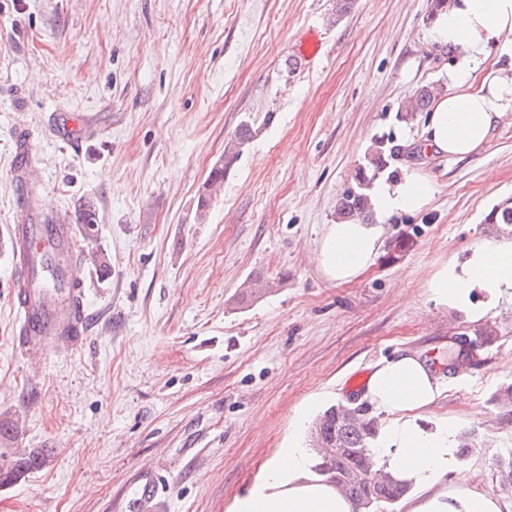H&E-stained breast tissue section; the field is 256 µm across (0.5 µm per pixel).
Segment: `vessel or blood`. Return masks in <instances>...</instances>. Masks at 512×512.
I'll use <instances>...</instances> for the list:
<instances>
[{
	"label": "vessel or blood",
	"instance_id": "b4317fda",
	"mask_svg": "<svg viewBox=\"0 0 512 512\" xmlns=\"http://www.w3.org/2000/svg\"><path fill=\"white\" fill-rule=\"evenodd\" d=\"M8 230L13 267L21 272L13 291L21 325L14 339L16 349L29 353L40 349L48 338L69 347L80 345L87 315L84 292L76 286L78 265L60 267L53 278L45 276L39 266L30 273L23 269L26 261L38 258L48 246L59 253L76 254L79 246L71 224L64 218L53 224L20 221Z\"/></svg>",
	"mask_w": 512,
	"mask_h": 512
}]
</instances>
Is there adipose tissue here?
I'll list each match as a JSON object with an SVG mask.
<instances>
[{
    "label": "adipose tissue",
    "mask_w": 512,
    "mask_h": 512,
    "mask_svg": "<svg viewBox=\"0 0 512 512\" xmlns=\"http://www.w3.org/2000/svg\"><path fill=\"white\" fill-rule=\"evenodd\" d=\"M432 38L456 49L458 58L447 92L429 114L423 148L465 160L490 144L497 125L512 112V77L491 72L481 83L473 81L488 51L512 58V0H453L436 18ZM433 192L432 183L414 172L376 182L375 214L420 211ZM379 247L378 225L339 221L327 225L318 241V266L327 280L345 283L373 263ZM425 287L436 305L474 323L483 320L502 298L512 299V238L478 244L464 258L448 260ZM443 391L419 355L401 351L381 360L364 391L380 418L374 459L415 489L405 512H503L497 497L445 481L463 467L456 423L445 417L422 423ZM294 427L287 447L267 463L253 489L236 499L233 512H353L351 501L318 474V459L301 438L302 421Z\"/></svg>",
    "instance_id": "1"
}]
</instances>
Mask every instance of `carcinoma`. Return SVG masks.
<instances>
[{
    "label": "carcinoma",
    "mask_w": 512,
    "mask_h": 512,
    "mask_svg": "<svg viewBox=\"0 0 512 512\" xmlns=\"http://www.w3.org/2000/svg\"><path fill=\"white\" fill-rule=\"evenodd\" d=\"M439 88L433 84L418 88L411 96L407 108L397 113L400 122H408L418 112H428ZM258 129L243 123L234 138L224 145V155L219 157L209 172L205 192L197 200V220L205 219L212 190L224 183V177L238 161L243 145L252 140ZM404 152L392 135L374 139L363 164L354 174V184L342 193L336 204V214L341 220L367 222L373 219V210L368 190L374 180L388 170ZM77 221L82 226L83 240L92 245L98 238L95 207L91 201H82L77 210ZM486 224H512V201L506 199L492 207L484 218ZM378 430V420L369 410L356 414L340 403L324 410L313 425L312 448L319 457V473L330 483L345 492L358 510L384 512L392 508L409 492V487L396 480L389 472L377 468L373 462L372 444ZM44 456L30 454L19 460L16 466L0 470V481L5 483L17 476L42 467ZM377 477L376 489L365 482V475Z\"/></svg>",
    "instance_id": "cac0c4a2"
}]
</instances>
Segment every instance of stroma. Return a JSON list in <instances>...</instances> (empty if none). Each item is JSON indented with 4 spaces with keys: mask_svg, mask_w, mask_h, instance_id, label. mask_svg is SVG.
Masks as SVG:
<instances>
[{
    "mask_svg": "<svg viewBox=\"0 0 512 512\" xmlns=\"http://www.w3.org/2000/svg\"><path fill=\"white\" fill-rule=\"evenodd\" d=\"M430 0H0V467L45 464L0 484V512H230L283 448L307 405L359 397L356 373L407 350L445 391L434 406L478 451L448 482L499 497L496 463L512 454V302L490 338L429 300L425 281L453 255L512 237L485 223L512 198V115L490 145L456 161L425 156L435 192L382 223L374 263L348 283L322 274L315 248L336 220L374 136L420 143L427 113L399 124L420 86L453 66L430 39ZM321 46L304 61L299 45ZM66 115L89 135L55 139ZM242 151L205 220L199 194L243 123ZM26 130L29 188L16 180ZM96 204L106 264H85L87 334L15 350L7 227L24 211L74 218ZM261 276L272 292L248 300ZM478 354L448 372L453 334ZM160 483L146 502L139 488Z\"/></svg>",
    "mask_w": 512,
    "mask_h": 512,
    "instance_id": "1",
    "label": "stroma"
}]
</instances>
